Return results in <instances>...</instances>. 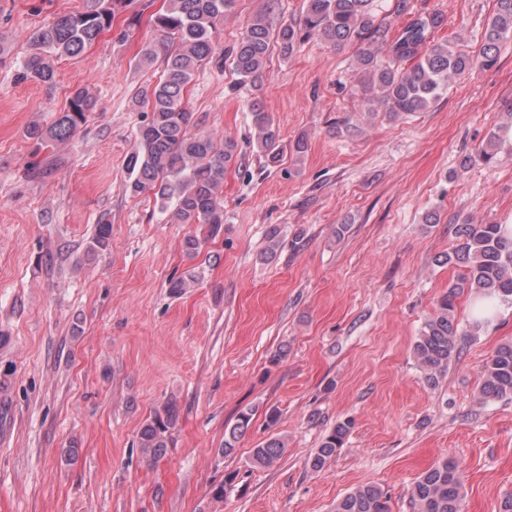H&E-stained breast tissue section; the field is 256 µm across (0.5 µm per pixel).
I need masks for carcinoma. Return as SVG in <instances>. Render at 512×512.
Listing matches in <instances>:
<instances>
[{
	"label": "carcinoma",
	"mask_w": 512,
	"mask_h": 512,
	"mask_svg": "<svg viewBox=\"0 0 512 512\" xmlns=\"http://www.w3.org/2000/svg\"><path fill=\"white\" fill-rule=\"evenodd\" d=\"M374 0H306L304 15L293 24L273 29L267 16L259 13L245 26L233 48V69L239 84L259 88L274 48L292 54L301 42L315 38L333 48L356 47L360 82L373 99L386 107L391 119L424 112L436 103L456 79L476 69L490 70L498 63L501 45L512 38V0H495L480 48L463 50L456 43L428 46L442 23L436 13L418 14L396 35L378 20ZM125 0H95L79 11L56 16L29 38V55L20 78L50 85L63 59L80 56L84 50L112 30L118 5ZM236 0H163L149 18L169 45L163 70L155 83L143 85L135 103L144 112L138 126L136 145L126 158L129 174L125 192L135 198L148 191L158 208L172 210L179 224L200 226L202 236H189L183 248L194 259L202 245L224 231V171L235 163L238 143L231 138L191 131L192 113L186 107L187 88L202 67L222 61L216 42L224 18ZM96 98L86 88L70 96L67 106L48 125L34 123L27 137L35 144H65L72 141L94 111ZM255 145L269 168L280 166L285 145L272 115L259 103L252 105ZM457 245L445 256L448 264L461 263L466 273L448 285L434 313L425 321L414 343V356L427 382L438 380L460 354L455 323L457 298L512 299V237L499 224H459ZM264 255L273 257L282 245L280 227L269 228ZM111 240L110 220L97 222L88 252H103ZM512 398V341L497 347L483 370L480 399ZM178 419L175 402L156 408L138 432L143 461L153 465L169 447V431ZM252 420V410L241 411L236 423L224 434V456L235 452L236 443ZM350 423L342 422L329 432L310 459L314 471L321 470L343 446ZM286 452L285 441L273 436L251 450L249 464L271 469ZM464 484L459 465L445 459L423 472L411 490L413 512H463ZM334 512H391L390 498L379 486L364 484L340 499Z\"/></svg>",
	"instance_id": "cac0c4a2"
}]
</instances>
